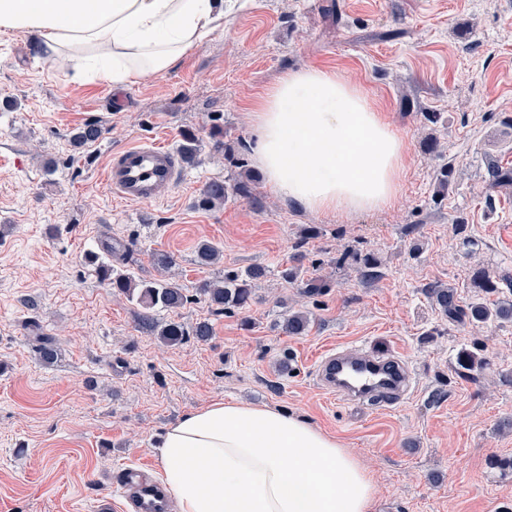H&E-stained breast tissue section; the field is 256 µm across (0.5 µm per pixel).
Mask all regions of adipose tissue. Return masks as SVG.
<instances>
[{
  "instance_id": "1",
  "label": "adipose tissue",
  "mask_w": 512,
  "mask_h": 512,
  "mask_svg": "<svg viewBox=\"0 0 512 512\" xmlns=\"http://www.w3.org/2000/svg\"><path fill=\"white\" fill-rule=\"evenodd\" d=\"M225 0H0V33L120 86L174 69L224 27ZM253 156L310 211L381 209L398 194L403 138L336 73L289 72L260 99ZM177 512H370L367 466L292 413L219 401L180 416L157 450Z\"/></svg>"
}]
</instances>
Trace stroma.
Listing matches in <instances>:
<instances>
[{"label":"stroma","mask_w":512,"mask_h":512,"mask_svg":"<svg viewBox=\"0 0 512 512\" xmlns=\"http://www.w3.org/2000/svg\"><path fill=\"white\" fill-rule=\"evenodd\" d=\"M335 7L343 24L329 15ZM305 67L362 87L402 135V190L390 207L319 214L267 184L251 151L254 108ZM89 121L100 140L72 147ZM188 130L200 140L197 162L167 200L112 194L108 151L144 139L174 149ZM489 154L512 164V0H233L223 30L175 69L120 88L76 78L29 36L0 34V512H99L106 502L123 512L119 468L159 476L167 426L223 400L300 413L339 439L370 468L372 512L512 506V474L490 464L512 456V323L446 318L426 294L442 285L466 304L483 295L476 269L512 274V189L489 191ZM236 179L250 182L257 204L232 196L200 206L205 183ZM105 240L132 249L145 279L162 276L152 253L174 255L190 300L156 319H210L211 339L165 345L142 327L139 308L84 263ZM203 240L223 252L208 269L194 262ZM356 252L379 260L380 278H362ZM253 264L268 276L249 308L215 315L196 296L200 281ZM290 265L301 269L293 285L280 275ZM309 280L323 291L306 293ZM295 312L311 319L299 336L282 329ZM47 338L58 350L50 365L38 355ZM355 346L406 361L402 401L358 407L318 388L320 357ZM473 348L485 370L459 367Z\"/></svg>","instance_id":"obj_1"}]
</instances>
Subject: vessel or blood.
Returning a JSON list of instances; mask_svg holds the SVG:
<instances>
[{
	"label": "vessel or blood",
	"instance_id": "b4317fda",
	"mask_svg": "<svg viewBox=\"0 0 512 512\" xmlns=\"http://www.w3.org/2000/svg\"><path fill=\"white\" fill-rule=\"evenodd\" d=\"M184 167L180 154L162 144L143 141L110 156L106 183L120 198L152 204L170 196ZM320 386L344 400L363 403L372 399L397 404L407 393L410 372L393 354H377L362 348L330 350L316 366ZM118 492L126 512H169L171 495L162 484L137 466L122 468Z\"/></svg>",
	"mask_w": 512,
	"mask_h": 512
}]
</instances>
